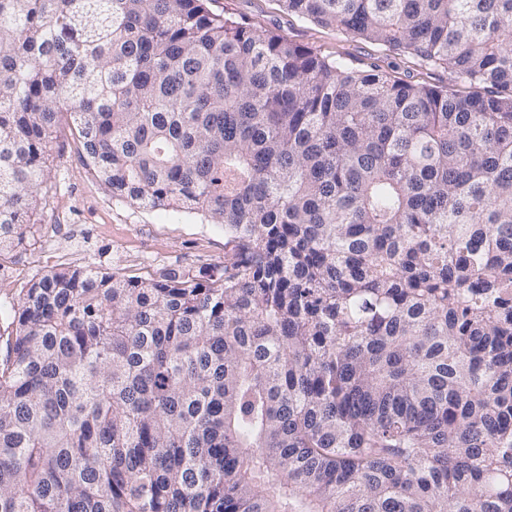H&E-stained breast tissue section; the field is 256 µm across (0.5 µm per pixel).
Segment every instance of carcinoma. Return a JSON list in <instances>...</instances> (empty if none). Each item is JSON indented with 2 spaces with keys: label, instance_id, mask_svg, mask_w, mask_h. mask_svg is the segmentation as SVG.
<instances>
[{
  "label": "carcinoma",
  "instance_id": "cac0c4a2",
  "mask_svg": "<svg viewBox=\"0 0 512 512\" xmlns=\"http://www.w3.org/2000/svg\"><path fill=\"white\" fill-rule=\"evenodd\" d=\"M0 0V251L62 120L224 265L59 267L0 331V512H512V0ZM209 6L215 12L242 18L259 33L285 34L322 55L341 57L354 67L366 69L377 64L406 81L463 90L455 86L445 68L426 69L411 56L397 55L368 40L289 16L279 0H212Z\"/></svg>",
  "mask_w": 512,
  "mask_h": 512
}]
</instances>
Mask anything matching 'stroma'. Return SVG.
<instances>
[{
  "label": "stroma",
  "instance_id": "obj_1",
  "mask_svg": "<svg viewBox=\"0 0 512 512\" xmlns=\"http://www.w3.org/2000/svg\"><path fill=\"white\" fill-rule=\"evenodd\" d=\"M210 7L249 22L258 32L287 35L358 68L377 64L406 81L431 87L454 84L447 69L421 67L413 57L289 16L281 0H212ZM50 154L48 192L34 244L0 252V325H7L10 306L28 280L61 266L149 277L168 266L223 264V225L196 211L143 209L113 198L68 135H58Z\"/></svg>",
  "mask_w": 512,
  "mask_h": 512
}]
</instances>
